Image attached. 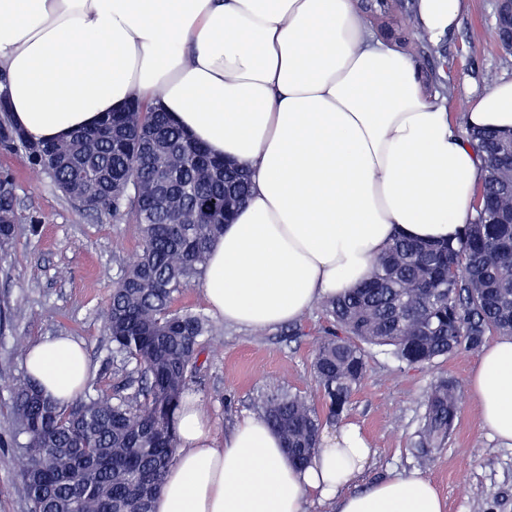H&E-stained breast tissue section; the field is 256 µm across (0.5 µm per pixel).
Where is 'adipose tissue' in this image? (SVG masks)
<instances>
[{
  "label": "adipose tissue",
  "mask_w": 512,
  "mask_h": 512,
  "mask_svg": "<svg viewBox=\"0 0 512 512\" xmlns=\"http://www.w3.org/2000/svg\"><path fill=\"white\" fill-rule=\"evenodd\" d=\"M462 0H415V32L440 41ZM0 89L35 141L62 140L136 100L244 167L251 191L212 246L202 281L225 323L274 327L365 280L393 237L457 242L483 162L418 65L358 0H0ZM468 129L512 132V81L478 97ZM25 370L70 404L91 368L66 335L33 342ZM481 424L512 446V337L481 350L468 381ZM153 512H446L434 484L394 474L355 492L373 451L353 425L287 459L265 417L211 435L198 397Z\"/></svg>",
  "instance_id": "obj_1"
}]
</instances>
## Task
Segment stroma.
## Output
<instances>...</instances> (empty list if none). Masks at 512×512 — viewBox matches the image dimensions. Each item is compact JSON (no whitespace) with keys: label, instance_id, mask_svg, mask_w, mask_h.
Returning a JSON list of instances; mask_svg holds the SVG:
<instances>
[{"label":"stroma","instance_id":"35a3bbf8","mask_svg":"<svg viewBox=\"0 0 512 512\" xmlns=\"http://www.w3.org/2000/svg\"><path fill=\"white\" fill-rule=\"evenodd\" d=\"M495 0H463L460 25L437 43L421 41L413 57L433 77L431 88L445 96L453 118H460L491 82L512 80V55L498 47ZM10 174L20 217L39 216V236L20 238L14 254L0 257V512H27L19 476L21 448L11 442L10 390L23 378L24 352L17 337L33 342L66 334L84 343L90 379L109 388L118 377L107 363L109 343L102 313L120 264L136 254L135 225L100 222L65 196L43 173L35 172L22 148L0 146V173ZM54 308V320L43 316ZM215 351L201 367L195 387L210 417L212 436L223 440L237 418L253 412L262 392L280 388L322 399L311 378L317 339L328 323L313 307L292 325L256 331L213 318ZM478 352L462 351L426 367L399 362L390 348L370 351L368 372L340 422L327 432L353 424L374 451L357 488L390 474L429 478L444 498L446 512H512V447L499 443L481 425L469 393H462L455 431L429 461L417 459L414 443L430 385L451 377L467 385Z\"/></svg>","mask_w":512,"mask_h":512}]
</instances>
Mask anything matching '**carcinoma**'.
I'll return each mask as SVG.
<instances>
[{
	"label": "carcinoma",
	"instance_id": "obj_1",
	"mask_svg": "<svg viewBox=\"0 0 512 512\" xmlns=\"http://www.w3.org/2000/svg\"><path fill=\"white\" fill-rule=\"evenodd\" d=\"M362 7L385 33L407 43L393 23L413 20L412 0H363ZM101 125L113 127L111 137L99 136L95 126L63 142H35L16 133L8 112L0 113L1 146L22 147L34 168L96 219L128 221L139 233L137 257L120 267L104 310L119 384H93L65 409L27 378L13 388L28 512H142L138 491L160 492L178 448L177 413L207 353L203 339L213 335L208 317L175 309L173 302L203 276L210 247L224 230V209L236 211L248 193L243 171L221 166L165 112L138 104L108 114ZM476 137L485 176L458 243L396 236L365 282L320 302L331 328L316 345L312 370L326 415L297 392L255 399L292 463L315 454L323 420L342 416L367 375L370 347L389 346L401 362L420 367L479 350L492 336H512V163L502 156L512 138L494 131ZM160 171L173 188L159 204L153 186ZM16 211L15 196L1 194L4 256L41 224L32 216L20 225ZM460 392L450 378L431 386L417 456L447 443Z\"/></svg>",
	"mask_w": 512,
	"mask_h": 512
}]
</instances>
